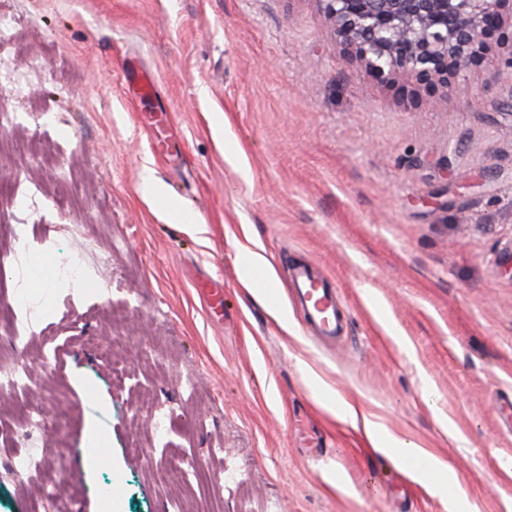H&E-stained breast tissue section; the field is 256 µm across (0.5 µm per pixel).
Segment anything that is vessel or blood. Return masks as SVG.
Masks as SVG:
<instances>
[{"instance_id": "obj_1", "label": "vessel or blood", "mask_w": 512, "mask_h": 512, "mask_svg": "<svg viewBox=\"0 0 512 512\" xmlns=\"http://www.w3.org/2000/svg\"><path fill=\"white\" fill-rule=\"evenodd\" d=\"M292 281L302 299L304 319L312 336L328 342L338 340L343 330V314L335 290L306 267L296 269Z\"/></svg>"}]
</instances>
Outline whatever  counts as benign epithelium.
<instances>
[{
  "label": "benign epithelium",
  "instance_id": "benign-epithelium-1",
  "mask_svg": "<svg viewBox=\"0 0 512 512\" xmlns=\"http://www.w3.org/2000/svg\"><path fill=\"white\" fill-rule=\"evenodd\" d=\"M336 48L384 83L444 90L490 50L512 42L505 0H317Z\"/></svg>",
  "mask_w": 512,
  "mask_h": 512
}]
</instances>
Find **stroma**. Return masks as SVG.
<instances>
[{
	"mask_svg": "<svg viewBox=\"0 0 512 512\" xmlns=\"http://www.w3.org/2000/svg\"><path fill=\"white\" fill-rule=\"evenodd\" d=\"M0 13V57L28 75L21 93L0 79V145L53 158L0 160L27 197L0 200V370L40 355L24 399L46 415L0 396V456L49 449L40 476H0V512L47 490L50 512H175L190 495L201 512H512V87L492 79L512 43L409 99L340 54L316 0ZM14 224L31 229L20 254ZM300 262L340 293L341 342L293 306ZM17 294L25 346L5 319ZM148 398L173 423L159 437ZM369 423L442 461L444 493L373 451ZM172 460L183 476L163 481Z\"/></svg>",
	"mask_w": 512,
	"mask_h": 512,
	"instance_id": "1",
	"label": "stroma"
}]
</instances>
